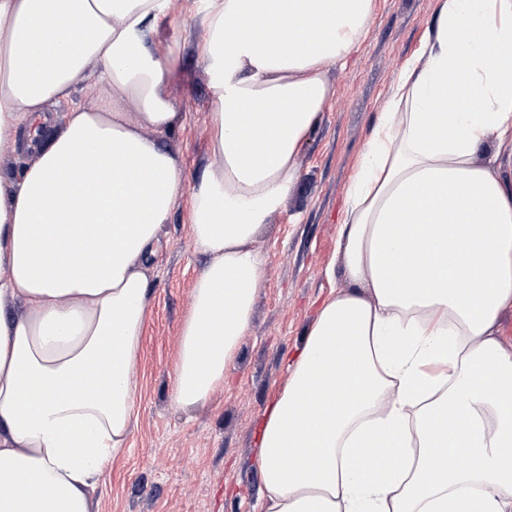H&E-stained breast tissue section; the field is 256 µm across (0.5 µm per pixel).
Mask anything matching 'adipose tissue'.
Segmentation results:
<instances>
[{"label": "adipose tissue", "mask_w": 512, "mask_h": 512, "mask_svg": "<svg viewBox=\"0 0 512 512\" xmlns=\"http://www.w3.org/2000/svg\"><path fill=\"white\" fill-rule=\"evenodd\" d=\"M170 8L0 0V159L50 103L71 104L0 178V512H90L136 418L149 264L180 203L206 263L173 401L223 386L263 278L256 237L374 0H205L209 162L188 186L162 142L184 121L170 92L181 43L160 34ZM87 81L105 89L92 106L72 100ZM507 143L512 0H440L348 189V284L323 301L264 418L263 512H512Z\"/></svg>", "instance_id": "ef3b65f1"}]
</instances>
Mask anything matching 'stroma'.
Segmentation results:
<instances>
[{"mask_svg": "<svg viewBox=\"0 0 512 512\" xmlns=\"http://www.w3.org/2000/svg\"><path fill=\"white\" fill-rule=\"evenodd\" d=\"M202 8L203 0H173L166 32L202 40ZM437 10L438 0H375L367 31L330 72L336 93L298 160L299 177L256 238L264 275L236 361L223 387L188 411L174 405L171 377L202 262L185 206L173 210L148 272L136 420L126 448L90 496L91 512H260L264 488L254 458L265 414L287 385V365L323 300L345 285L337 235L348 188L390 88ZM180 63L190 82L173 85L172 94L185 120L165 145L189 184L208 163L211 88L191 48Z\"/></svg>", "mask_w": 512, "mask_h": 512, "instance_id": "35a3bbf8", "label": "stroma"}]
</instances>
